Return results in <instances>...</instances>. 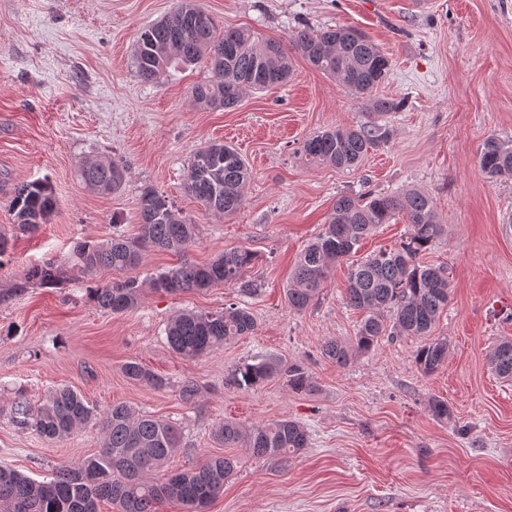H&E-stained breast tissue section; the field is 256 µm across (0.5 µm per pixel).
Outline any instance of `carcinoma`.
I'll return each instance as SVG.
<instances>
[{"label":"carcinoma","mask_w":512,"mask_h":512,"mask_svg":"<svg viewBox=\"0 0 512 512\" xmlns=\"http://www.w3.org/2000/svg\"><path fill=\"white\" fill-rule=\"evenodd\" d=\"M215 29L213 18L195 0H178L168 16L139 34L137 77L152 82L171 69L203 60L208 63L210 77L191 88L194 102L231 109L248 91L284 84L291 71L292 49L356 97L369 101L373 111L383 114L398 108L395 101L375 96L389 74L390 59L353 27H303L293 35L287 49L272 40L257 43L249 29H226L220 37ZM386 138L387 132L380 125L338 126L305 139L298 153L310 163L351 168ZM480 167L491 178L512 177V143L487 138L480 151ZM77 176L89 190L101 195L117 192L125 183L123 168L106 157L81 164ZM249 177L248 167L235 148L205 144L190 157L185 188L206 210L228 216L240 209ZM57 204L48 181L34 180L15 188L10 211L19 231L31 234L48 223ZM138 214L137 237L117 234L104 242H79L67 262L94 280L106 270L123 274L138 268L149 251H167L182 260L150 279L148 289L155 293L202 291L218 285H236L250 294L256 291L245 280V273L258 259L253 250L226 249L203 264L185 258L199 235V225L176 214L166 197L149 185L140 189ZM400 214L412 226L410 237L397 249L380 250L351 266L346 298L365 318L353 344L335 339L324 344V355L340 366L348 364L352 355L371 350L386 333V311L393 313L392 329L397 333L424 339L413 354L421 372H435L448 357L447 341L429 338L439 314L448 306L449 281L443 268L420 261V254L443 232L433 198L422 190L337 197L324 231L305 248L287 283L288 307L296 312L306 309L324 288L333 265L351 256L356 245L378 226L391 223ZM62 278L63 269L55 262L33 266L25 273L26 281L41 285H56ZM145 289L137 278L126 277L89 289V300L101 311L118 314L138 306ZM255 329L248 308L232 303L215 312L183 311L168 323L165 333L174 353L196 358L215 351L227 339L248 336ZM489 362L498 377L511 381L512 340L498 343ZM124 372L129 379L157 389L166 385L165 379L136 361L127 362ZM278 374L285 376L294 392L312 389L308 372L296 363L243 362L232 370L230 379L237 387L250 390ZM92 421L101 427L100 451L61 468L50 481H36L16 469L0 466L3 512H100L99 504L104 501L119 512H158V505L165 500L181 503L187 512H207L236 469L233 458L216 456L155 483L146 475L163 468L182 447V435L171 423L139 415L123 404L99 414L68 385L55 388L39 405L19 392L11 405L13 426L50 441H62ZM214 436L226 448L245 439L253 455L260 458L279 456L286 460L308 445L306 429L287 419L250 429L226 420L218 425Z\"/></svg>","instance_id":"obj_1"}]
</instances>
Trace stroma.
Returning a JSON list of instances; mask_svg holds the SVG:
<instances>
[{
    "instance_id": "obj_1",
    "label": "stroma",
    "mask_w": 512,
    "mask_h": 512,
    "mask_svg": "<svg viewBox=\"0 0 512 512\" xmlns=\"http://www.w3.org/2000/svg\"><path fill=\"white\" fill-rule=\"evenodd\" d=\"M174 2L0 0V235L13 243L0 258V465L49 481L58 466L99 450L92 424L52 443L9 422L16 392L39 404L69 385L97 411L123 403L182 427V448L151 481L233 457L236 470L208 512H512V381L488 360L512 339V178L479 166L486 138L512 141V0H431L424 13L409 0H197L217 28H248L261 40L286 44L305 26L362 30L392 62L378 93L399 107L382 118L297 53L286 84L248 93L226 111L191 98L209 75L205 63L141 82L138 36ZM375 122L388 140L356 168L309 164L297 153L318 131ZM208 143L233 145L250 170L230 216L205 210L184 188L192 152ZM104 156L126 173L111 195L76 175L83 160ZM35 179L50 182L57 210L37 232L19 235L12 191ZM145 185L198 224L190 260L255 251L247 278L256 292L149 291L137 307L111 314L89 302L91 282L79 273L65 272L53 287L26 281L28 268L62 260L77 242L136 236ZM412 188L431 194L444 226L421 260L449 271L450 300L432 330L447 339L448 358L423 374L413 361L420 339L385 335L337 365L323 344L351 342L362 319L346 302L347 261L300 312L285 299L289 275L337 196ZM233 303L250 309L253 335L202 357L172 352L165 328L175 315ZM260 360L303 364L313 391L293 392L278 376L252 390L230 382L236 365ZM130 361L166 378V388L130 380ZM437 399L447 401L449 418L433 416ZM227 419L294 420L308 446L285 461L256 458L243 442L227 449L213 437Z\"/></svg>"
}]
</instances>
